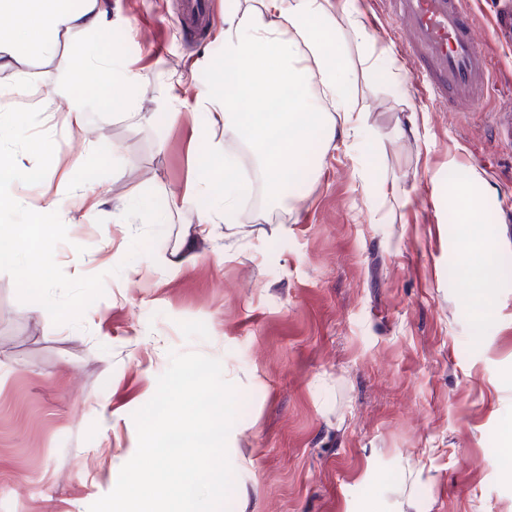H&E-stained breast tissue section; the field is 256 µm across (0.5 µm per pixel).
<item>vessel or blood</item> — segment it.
I'll return each instance as SVG.
<instances>
[{"mask_svg": "<svg viewBox=\"0 0 512 512\" xmlns=\"http://www.w3.org/2000/svg\"><path fill=\"white\" fill-rule=\"evenodd\" d=\"M388 2L397 48L421 94L450 112L462 103L481 108L493 89V73L470 0ZM209 10V0H183L180 22L200 29Z\"/></svg>", "mask_w": 512, "mask_h": 512, "instance_id": "obj_1", "label": "vessel or blood"}]
</instances>
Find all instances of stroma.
Returning a JSON list of instances; mask_svg holds the SVG:
<instances>
[{
  "mask_svg": "<svg viewBox=\"0 0 512 512\" xmlns=\"http://www.w3.org/2000/svg\"><path fill=\"white\" fill-rule=\"evenodd\" d=\"M72 8L111 33L139 88L116 109L97 75L66 82L64 32L53 53L0 58V109L42 108L55 141L44 181L14 189L46 213L66 201L56 262L72 278L105 277L73 326L21 302L0 272V512H88L112 491L137 450L133 414L173 351L219 360L237 391L227 512H512L498 464L512 451V145L494 137L492 109L441 112L410 71L395 89L361 74L372 142L359 154L312 136L315 173L283 205L199 99L224 52V0L196 32L178 24L182 0ZM485 48L494 107L512 103V41ZM21 80L35 98L11 95ZM75 91L79 128L64 110ZM203 126L248 186V220L225 223L210 193L182 198ZM362 159L397 188L382 209L365 198ZM452 168L485 187L476 224L448 210ZM148 190L164 221L151 253L131 259L147 226L123 214ZM465 232L498 249L484 315L456 265Z\"/></svg>",
  "mask_w": 512,
  "mask_h": 512,
  "instance_id": "35a3bbf8",
  "label": "stroma"
}]
</instances>
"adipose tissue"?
I'll list each match as a JSON object with an SVG mask.
<instances>
[{
  "instance_id": "1",
  "label": "adipose tissue",
  "mask_w": 512,
  "mask_h": 512,
  "mask_svg": "<svg viewBox=\"0 0 512 512\" xmlns=\"http://www.w3.org/2000/svg\"><path fill=\"white\" fill-rule=\"evenodd\" d=\"M73 20L71 0H0V54L21 47L50 51L52 36L70 28ZM111 42L106 31L98 32L93 43L74 40L61 70L71 78L105 67L119 73L117 56L104 52ZM351 47L366 72L395 82L396 58L379 46L366 25L362 0H255L245 8L239 0H225L224 87L207 86L204 96L221 109L225 139L257 148L264 187L273 200L284 204L290 199L305 172L307 144L316 130L330 140L343 133L354 149L372 138L344 64ZM287 89L294 92L288 99L283 96ZM222 151V141L207 140L212 161L201 166L198 188L221 187L224 221L231 224L241 215L245 186L214 163ZM482 196L475 178L449 184L448 208L457 223H473ZM496 260L492 242L463 235L457 263L472 287H491Z\"/></svg>"
}]
</instances>
